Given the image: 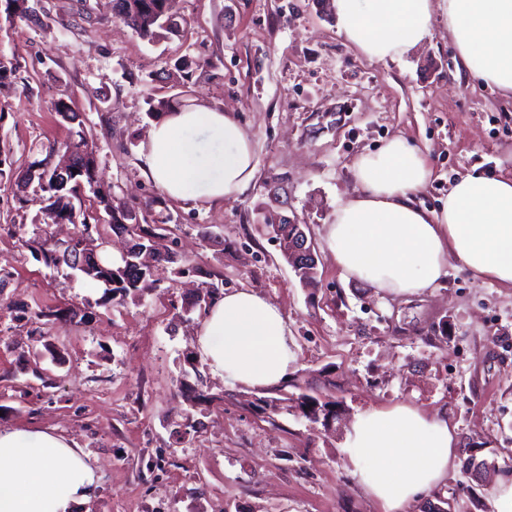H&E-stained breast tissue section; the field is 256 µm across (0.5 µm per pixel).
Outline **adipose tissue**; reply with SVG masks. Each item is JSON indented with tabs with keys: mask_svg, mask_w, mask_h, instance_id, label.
<instances>
[{
	"mask_svg": "<svg viewBox=\"0 0 512 512\" xmlns=\"http://www.w3.org/2000/svg\"><path fill=\"white\" fill-rule=\"evenodd\" d=\"M332 7L338 33L377 62L415 53L442 26L463 68L512 97V0H333ZM142 159L171 201L223 204L256 172L234 113L203 104L154 122ZM352 175L355 194L323 227L344 278L402 300L437 288L454 261L512 288V172L472 171L431 209L417 200L433 176L429 158L396 136L359 155ZM195 345L211 374L247 389L282 385L296 362L282 310L248 288L210 306ZM342 451L380 512H409L454 469L457 440L446 417L400 403L356 414ZM96 489L94 466L67 438L0 428V512H76Z\"/></svg>",
	"mask_w": 512,
	"mask_h": 512,
	"instance_id": "adipose-tissue-1",
	"label": "adipose tissue"
}]
</instances>
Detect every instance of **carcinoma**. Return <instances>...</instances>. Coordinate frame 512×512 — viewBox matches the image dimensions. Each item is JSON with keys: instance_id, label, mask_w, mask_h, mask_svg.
Listing matches in <instances>:
<instances>
[{"instance_id": "carcinoma-1", "label": "carcinoma", "mask_w": 512, "mask_h": 512, "mask_svg": "<svg viewBox=\"0 0 512 512\" xmlns=\"http://www.w3.org/2000/svg\"><path fill=\"white\" fill-rule=\"evenodd\" d=\"M171 3L172 0H113V10L115 16L140 37L154 40L176 35L180 31L183 18L172 12ZM53 107L62 125L68 126L69 135L62 145L71 151L74 165L77 166L76 173L52 174L44 182L37 183L32 195L19 196L17 200L23 208L37 201L48 204L56 209L62 222L75 225L78 231L63 244L47 236L41 238L39 251L47 265L57 267L63 263L94 282L102 289L100 302L103 304L117 298L123 300L130 295L135 296L153 277L149 265L150 239L158 236V231L165 229V224L152 217V213L154 207L163 204V200L156 196L140 207L117 197L110 186L93 187L97 150L86 137L81 115L62 99L54 102ZM88 186L108 220L101 219L98 213L85 206L84 196ZM104 222L131 238L127 257L115 266L105 264L99 267L90 257L84 256L83 241L100 233L99 226ZM265 224L271 227L274 241H286L297 234L295 224H275L268 219Z\"/></svg>"}]
</instances>
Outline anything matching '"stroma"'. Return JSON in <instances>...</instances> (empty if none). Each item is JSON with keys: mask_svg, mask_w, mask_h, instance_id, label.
Wrapping results in <instances>:
<instances>
[{"mask_svg": "<svg viewBox=\"0 0 512 512\" xmlns=\"http://www.w3.org/2000/svg\"><path fill=\"white\" fill-rule=\"evenodd\" d=\"M0 0V56L17 64L0 89V147L24 169L41 142L67 130L69 102L97 149L95 178L138 204L157 196L140 160L153 123L148 98L235 113L254 147L256 176L221 205L166 202V259L138 298L100 304L83 276L65 277L29 248L65 241L71 224L19 208L0 178V428L51 429L97 469L89 512H377L341 451L360 410L399 402L448 415L458 459L433 498L450 512H491L489 482L512 477V288L449 263L440 288L407 301L345 280L322 239L355 191L351 166L400 135L424 149L437 207L460 176L512 169V101L464 74L447 32L420 51L368 60L314 0H176L180 35L147 41L111 0ZM208 62L184 87L177 66ZM278 201H271V193ZM307 225L319 284L304 287L282 259L264 213ZM196 269L183 273L185 261ZM251 288L288 319L296 363L285 392L247 391L208 372L195 350L203 315L187 312L206 283ZM69 313L34 334L30 314ZM336 402L330 423L297 398Z\"/></svg>", "mask_w": 512, "mask_h": 512, "instance_id": "35a3bbf8", "label": "stroma"}]
</instances>
